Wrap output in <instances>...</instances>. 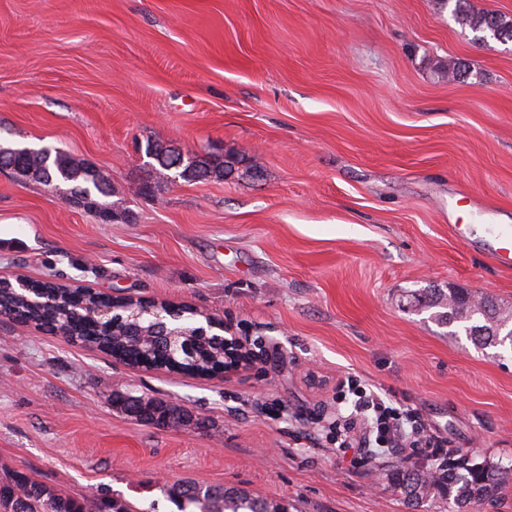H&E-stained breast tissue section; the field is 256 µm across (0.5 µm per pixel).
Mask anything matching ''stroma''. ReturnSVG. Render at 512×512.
Wrapping results in <instances>:
<instances>
[{
  "mask_svg": "<svg viewBox=\"0 0 512 512\" xmlns=\"http://www.w3.org/2000/svg\"><path fill=\"white\" fill-rule=\"evenodd\" d=\"M0 139L93 164L123 206L101 222L0 171V279L187 304L262 355L222 381L144 371L0 317V467L135 512H177L163 490L183 482L409 512L383 479L399 453L326 439L350 372L451 460L512 468V358L404 306L465 288L512 309L484 244L512 225L511 42L443 0H0ZM149 140L259 172L150 198ZM117 393L198 422L136 421Z\"/></svg>",
  "mask_w": 512,
  "mask_h": 512,
  "instance_id": "1",
  "label": "stroma"
}]
</instances>
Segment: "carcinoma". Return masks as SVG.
I'll use <instances>...</instances> for the list:
<instances>
[{
    "label": "carcinoma",
    "instance_id": "cac0c4a2",
    "mask_svg": "<svg viewBox=\"0 0 512 512\" xmlns=\"http://www.w3.org/2000/svg\"><path fill=\"white\" fill-rule=\"evenodd\" d=\"M454 2L455 19L467 26L481 41L488 36L502 43L512 42V17L496 11L474 12L469 0ZM145 157L151 159L152 171L163 181L174 174L184 182L223 180L241 170L243 158L234 153L197 154L176 166L181 151L157 141H148ZM9 171L22 180L50 185L55 181L70 185L75 204L104 221L116 213L115 191L110 179L99 169L78 161L58 148H39L7 158ZM112 308L110 320L97 322L88 316L87 305ZM169 303H159L163 320L151 314L136 323L128 321L125 305L112 303V297L86 288L52 290L48 296L34 300L14 288H0V309L22 323L59 334L70 341L78 340L130 366L176 370L203 376L224 366V341L210 333L196 338L189 354L169 345L166 333L176 327L194 329V309L182 306L173 318L166 313ZM410 309L428 312L430 319L442 326H456L476 344L512 352V314L494 301L469 292L422 288L412 292ZM121 411H133L139 419L157 428L192 422L186 410L158 399L116 397ZM384 479L400 490L409 508L419 506L430 491L448 499L451 512H473L486 503L505 496L512 483V471L484 461L468 465L450 463L444 469L421 474L405 464L394 466ZM168 497L178 512H290L286 499L273 500L221 485L200 486L194 482L168 488ZM0 512H134L125 500L107 493L93 499L77 498L31 478L26 472L0 470Z\"/></svg>",
    "mask_w": 512,
    "mask_h": 512
}]
</instances>
